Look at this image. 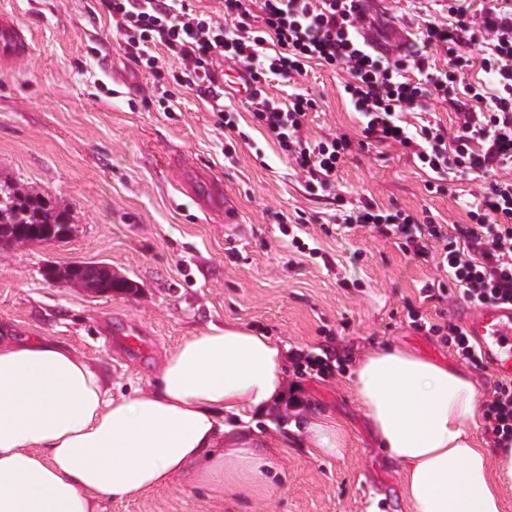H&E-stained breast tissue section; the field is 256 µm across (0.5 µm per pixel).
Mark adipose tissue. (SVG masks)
Wrapping results in <instances>:
<instances>
[{
	"instance_id": "ef3b65f1",
	"label": "adipose tissue",
	"mask_w": 512,
	"mask_h": 512,
	"mask_svg": "<svg viewBox=\"0 0 512 512\" xmlns=\"http://www.w3.org/2000/svg\"><path fill=\"white\" fill-rule=\"evenodd\" d=\"M285 351L240 325L185 337L155 387L112 393L87 359L46 336L0 331V512H98L185 473L223 497L266 482L273 440L235 425L287 391ZM350 387L402 476L408 512H506L512 448L481 447L475 387L461 370L404 347L367 354ZM308 444L342 455L346 429L310 421Z\"/></svg>"
}]
</instances>
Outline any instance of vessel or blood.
Instances as JSON below:
<instances>
[{
	"mask_svg": "<svg viewBox=\"0 0 512 512\" xmlns=\"http://www.w3.org/2000/svg\"><path fill=\"white\" fill-rule=\"evenodd\" d=\"M28 46L23 28L14 20L0 16V63L23 55ZM222 86L244 98L249 95L253 83L248 72L234 69ZM183 185L200 201L203 214L220 209L224 212L225 223H237L238 212L225 199L219 181L191 170ZM456 321L473 344L483 368L497 380L512 381V304L473 305L459 311Z\"/></svg>",
	"mask_w": 512,
	"mask_h": 512,
	"instance_id": "vessel-or-blood-1",
	"label": "vessel or blood"
}]
</instances>
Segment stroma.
Instances as JSON below:
<instances>
[{"mask_svg": "<svg viewBox=\"0 0 512 512\" xmlns=\"http://www.w3.org/2000/svg\"><path fill=\"white\" fill-rule=\"evenodd\" d=\"M101 2L0 0V13L31 40L29 56L0 71V179L49 196L75 226L62 243L0 249V327L64 343L123 392L152 384L184 337L233 324L288 349L328 348L353 361L406 347L461 369L477 401L487 400L495 379L407 317L411 308L448 314L462 299L423 301L422 286L437 276L433 263L342 215L371 198L420 220L465 224L479 180L454 172L435 192L400 146L362 144L361 117L341 94L345 73L316 66L298 84L271 89L317 101L305 122L311 140L353 142L333 184L308 193L242 100L225 96L223 113L213 112L210 99L174 82L180 62L169 54L158 72L135 66ZM367 9L364 35L390 59L425 21L449 17L448 0H367ZM177 151L222 178L239 224L206 220L195 199L176 190L165 161ZM72 261L109 266L134 288L98 295L44 277L45 266ZM127 329L145 336V353L117 342ZM301 383L306 410L256 420L261 436L284 444L266 490L219 499L181 477L102 500L98 512H403L401 473L371 436L346 374ZM305 411L344 424L350 445L342 455L318 454L291 429Z\"/></svg>", "mask_w": 512, "mask_h": 512, "instance_id": "35a3bbf8", "label": "stroma"}]
</instances>
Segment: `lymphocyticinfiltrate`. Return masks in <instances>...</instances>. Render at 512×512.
Returning a JSON list of instances; mask_svg holds the SVG:
<instances>
[{
	"label": "lymphocytic infiltrate",
	"instance_id": "f902f5d3",
	"mask_svg": "<svg viewBox=\"0 0 512 512\" xmlns=\"http://www.w3.org/2000/svg\"><path fill=\"white\" fill-rule=\"evenodd\" d=\"M102 6L136 66L158 69L161 58L153 50L163 47L181 62L176 83L212 101L222 98L215 89L217 58L247 71L256 84L247 99L254 118L275 135L310 192L331 185L352 142L344 135L309 142L303 127L315 100L295 92L282 102L270 97L269 86L306 75L313 63L346 72L343 92L364 120L365 139L401 146L440 181L453 170L490 179L466 224H423L400 212H383L371 200L350 211L348 222L384 228L413 258H433L449 283H425L427 298L450 288L471 304L512 303V179L494 177L499 166L512 160V0H492L475 34L466 29L459 0H448L456 24L426 22L424 46L440 48L450 57L451 68L444 72L431 71L422 49L390 62L378 58L361 39L365 16L359 0H260L255 13L248 0H224L220 18L192 11L188 0H102ZM475 46L482 69L497 81L493 111H476L484 96L468 84L464 100L455 104V131L403 125V112L430 97L454 94L457 75L468 67ZM409 317L416 328L448 340L465 362L478 364L457 323H435L419 311ZM482 417L495 444H512V383L496 385L482 406Z\"/></svg>",
	"mask_w": 512,
	"mask_h": 512
}]
</instances>
